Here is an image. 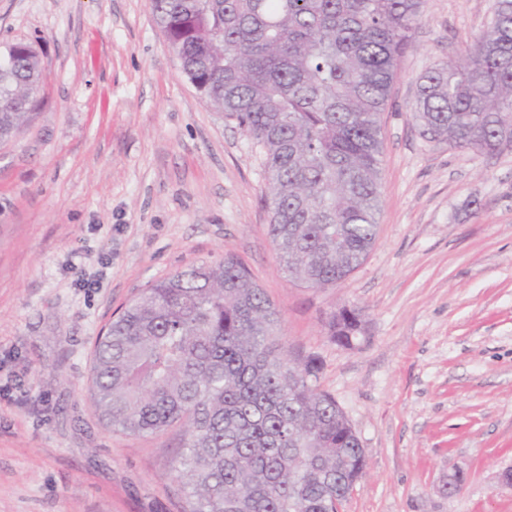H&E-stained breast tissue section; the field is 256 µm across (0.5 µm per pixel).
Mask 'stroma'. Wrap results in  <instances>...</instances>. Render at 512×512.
Returning <instances> with one entry per match:
<instances>
[{
  "label": "stroma",
  "instance_id": "1",
  "mask_svg": "<svg viewBox=\"0 0 512 512\" xmlns=\"http://www.w3.org/2000/svg\"><path fill=\"white\" fill-rule=\"evenodd\" d=\"M492 2L427 0L383 116L376 242L309 288L268 235L261 147L185 77L149 0H0V47L30 44L45 75L0 142V512H183L185 424L109 431L92 355L146 285L228 253L361 441L344 512H512V151L426 142L411 116L417 77L480 38ZM345 306L366 321L350 347L326 328Z\"/></svg>",
  "mask_w": 512,
  "mask_h": 512
}]
</instances>
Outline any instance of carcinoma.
<instances>
[{
	"instance_id": "obj_1",
	"label": "carcinoma",
	"mask_w": 512,
	"mask_h": 512,
	"mask_svg": "<svg viewBox=\"0 0 512 512\" xmlns=\"http://www.w3.org/2000/svg\"><path fill=\"white\" fill-rule=\"evenodd\" d=\"M426 0H150L182 72L262 145L268 233L288 277L334 286L378 234L382 118ZM43 70L31 45L0 51V141L31 118ZM428 142L512 150V0L481 39L416 79ZM344 346L363 310L332 313ZM314 355L294 356L281 316L226 254L147 285L95 345L88 388L105 427L128 435L184 420V512H337L367 467Z\"/></svg>"
}]
</instances>
